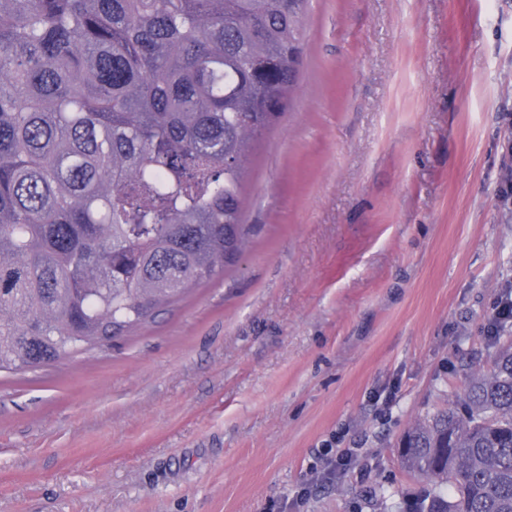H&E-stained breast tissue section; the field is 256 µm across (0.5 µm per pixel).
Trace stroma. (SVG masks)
<instances>
[{"mask_svg": "<svg viewBox=\"0 0 512 512\" xmlns=\"http://www.w3.org/2000/svg\"><path fill=\"white\" fill-rule=\"evenodd\" d=\"M225 276L0 375V512H383L512 289V0H312Z\"/></svg>", "mask_w": 512, "mask_h": 512, "instance_id": "1", "label": "stroma"}]
</instances>
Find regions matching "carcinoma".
I'll list each match as a JSON object with an SVG mask.
<instances>
[{
    "instance_id": "1",
    "label": "carcinoma",
    "mask_w": 512,
    "mask_h": 512,
    "mask_svg": "<svg viewBox=\"0 0 512 512\" xmlns=\"http://www.w3.org/2000/svg\"><path fill=\"white\" fill-rule=\"evenodd\" d=\"M312 0H0V374L127 336L250 243ZM404 431L405 512H512V329Z\"/></svg>"
}]
</instances>
